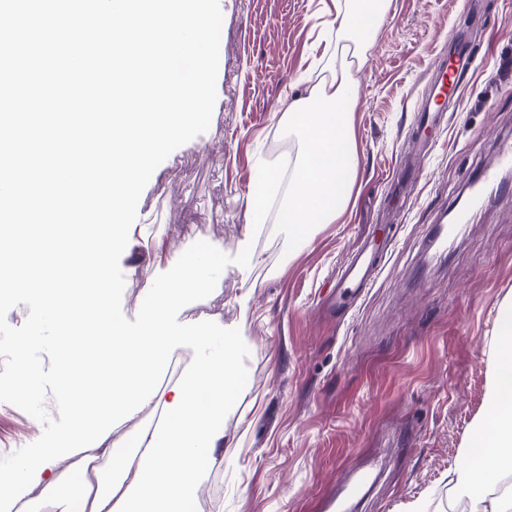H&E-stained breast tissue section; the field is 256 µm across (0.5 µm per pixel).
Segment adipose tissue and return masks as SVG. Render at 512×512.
Returning a JSON list of instances; mask_svg holds the SVG:
<instances>
[{
  "label": "adipose tissue",
  "instance_id": "1",
  "mask_svg": "<svg viewBox=\"0 0 512 512\" xmlns=\"http://www.w3.org/2000/svg\"><path fill=\"white\" fill-rule=\"evenodd\" d=\"M391 0H340L329 26L341 53L328 59V77L313 84L307 95L286 98L288 132L302 145L299 164L288 184V203L279 211L293 241L309 242L314 225L334 222L336 198L354 172L353 112L357 85L352 70L367 61L361 39L366 24H381ZM512 474V309L501 320L494 381L486 395L485 415L462 465L450 477L471 512H512V489L493 497L484 489L496 475Z\"/></svg>",
  "mask_w": 512,
  "mask_h": 512
}]
</instances>
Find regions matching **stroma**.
Returning <instances> with one entry per match:
<instances>
[{
  "instance_id": "35a3bbf8",
  "label": "stroma",
  "mask_w": 512,
  "mask_h": 512,
  "mask_svg": "<svg viewBox=\"0 0 512 512\" xmlns=\"http://www.w3.org/2000/svg\"><path fill=\"white\" fill-rule=\"evenodd\" d=\"M367 29L358 74L350 202L288 244V159L299 150L280 110L306 94L304 78L336 50L327 34L333 0H223L217 99L206 132L153 173L120 258L122 311L135 318L165 261L204 240L236 255L251 239L259 257L231 264L181 320L218 317L249 349L248 380L224 420L196 512H320L349 470H370L354 512H465L449 481L484 414L503 313L512 308V199L456 228L446 255L429 242L469 183L512 140V0H392ZM467 37L478 63L436 122L421 180L399 193L391 177L414 148L417 102L431 90L429 63L448 35ZM275 176L269 217L249 221L259 175ZM386 245L372 287L323 313L336 273L365 238ZM42 425L0 406V457L36 441Z\"/></svg>"
}]
</instances>
